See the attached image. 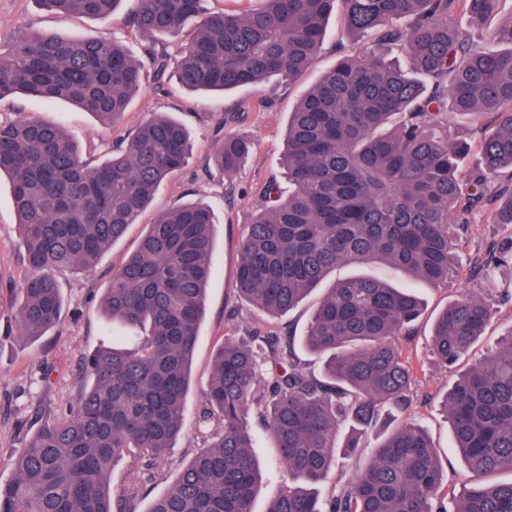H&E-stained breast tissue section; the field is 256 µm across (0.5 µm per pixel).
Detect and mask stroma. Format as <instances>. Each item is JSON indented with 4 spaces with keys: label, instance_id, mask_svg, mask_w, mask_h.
Instances as JSON below:
<instances>
[{
    "label": "stroma",
    "instance_id": "stroma-1",
    "mask_svg": "<svg viewBox=\"0 0 512 512\" xmlns=\"http://www.w3.org/2000/svg\"><path fill=\"white\" fill-rule=\"evenodd\" d=\"M48 29L71 38H117L134 56L141 55L142 41L130 31L123 19L111 22L60 18L42 11L35 0H0V46L9 45L21 31ZM339 17H332L328 36L314 64L300 79L286 83L273 77L262 85L239 88L226 95H206L183 90L176 82H157L146 75L140 93L132 100L123 120L115 128L101 125L93 116L66 102L43 103L10 95L0 98V121L30 116H48L60 121L71 138L84 148L102 155L106 145L134 131L156 113L178 119L187 128L192 151L185 167L163 183L144 211L141 221L132 225L112 251L90 271L60 277L65 312L58 335L42 337L26 345L16 336L5 335L14 320L16 305L22 297L29 272L21 259L20 239L8 178L0 179V482L10 481L14 461L37 428L43 413L54 412L74 403L76 381L82 359L97 348L119 344L112 334V323L99 308V301L114 270L133 253L146 224L156 215L182 203L201 200L214 212V252L212 275L207 289V310L199 330L192 382L186 397L183 431L164 463L156 469L147 486V499L138 504L145 512L150 498L162 494L174 480L179 468L189 462L202 446L198 411L204 401L214 353L225 335L248 336L253 328L302 335L311 315L322 299L323 290H315L289 313L270 318L246 303H236L234 282L239 244L244 238L252 213L261 202L264 187L277 181L287 187L283 160L288 116L302 92L321 72L332 68L338 58V45H350ZM241 111L234 123L224 121L231 106ZM239 132L249 136L253 145L242 168L232 177L219 170L205 171L217 132ZM512 238V226L487 223L483 214H475L455 242L459 271L447 283L430 285L409 278L403 271L383 263L360 267L347 265L333 272L340 279L360 272L400 288L418 293L425 312L416 323L402 350L413 371L411 403L398 414L399 421L422 426L432 437L446 476L443 493L451 497L470 480L464 461L452 448L450 424L436 401L448 392L459 370H464L491 352L498 341L512 331V300L487 296L493 317L483 335L470 348L458 367L438 365L429 349L432 322L448 304L485 294L486 286L471 272L472 260L495 244ZM237 306L236 320H227L225 309ZM254 451L263 470L253 512H266L289 476L283 468L271 437L253 426Z\"/></svg>",
    "mask_w": 512,
    "mask_h": 512
}]
</instances>
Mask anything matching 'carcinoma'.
I'll use <instances>...</instances> for the list:
<instances>
[{
  "label": "carcinoma",
  "instance_id": "obj_1",
  "mask_svg": "<svg viewBox=\"0 0 512 512\" xmlns=\"http://www.w3.org/2000/svg\"><path fill=\"white\" fill-rule=\"evenodd\" d=\"M65 18L110 22L124 0H37ZM124 22L143 41L135 58L117 41L20 32L0 49V98L68 101L115 125L144 72L173 74L190 91L224 92L271 77L293 82L315 63L329 20L343 7L353 53L290 113L284 165L291 190L269 182L237 264L239 300L276 317L294 309L340 264L383 261L437 285L456 269L460 226L481 212L512 224V15L490 32L487 52L456 23L482 25L504 0H257L243 13L206 12L204 0H134ZM185 38L176 54L166 39ZM404 51L407 64L389 57ZM468 119L476 144L448 131V112ZM481 166L466 172L472 147ZM249 139H216L212 159L233 176ZM186 127L155 114L112 141L100 162L53 119L0 121V176L9 177L23 262L29 271L15 316L32 342L59 329L57 274L87 270L137 224L160 185L187 162ZM509 171L486 208L483 186ZM213 210L190 201L146 225L136 251L112 273L102 306L131 348L84 358L85 377L64 414L47 415L0 484V512H136L144 484L120 492L111 474L126 456L164 459L182 430L191 366L212 273ZM507 299L512 245L474 260ZM423 311L412 291L365 275L335 282L314 309L302 344L323 361L306 370L292 336L255 330L224 337L198 416L204 445L146 512H252L261 479L247 421L256 411L296 483L267 512H446L444 473L427 432L389 426L410 401L402 341ZM482 296L449 304L435 319L431 351L454 367L490 319ZM456 448L476 477L454 512H512V332L462 374L441 402ZM381 424L360 476L328 499L317 486L338 455Z\"/></svg>",
  "mask_w": 512,
  "mask_h": 512
}]
</instances>
